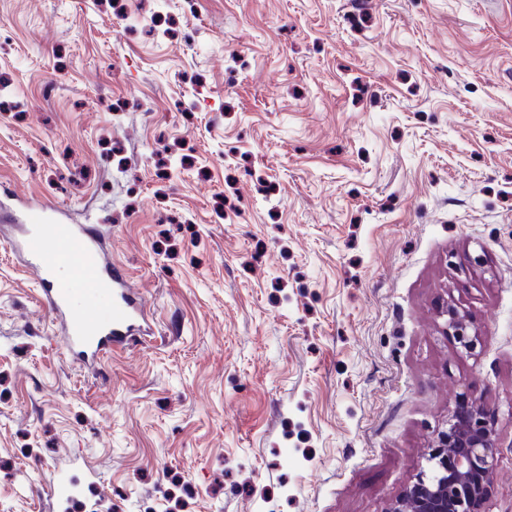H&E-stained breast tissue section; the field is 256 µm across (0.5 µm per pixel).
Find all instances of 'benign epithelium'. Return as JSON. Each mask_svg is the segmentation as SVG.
Instances as JSON below:
<instances>
[{"label": "benign epithelium", "mask_w": 512, "mask_h": 512, "mask_svg": "<svg viewBox=\"0 0 512 512\" xmlns=\"http://www.w3.org/2000/svg\"><path fill=\"white\" fill-rule=\"evenodd\" d=\"M445 333L472 352L478 336L469 334L468 315L452 300L444 311ZM497 433L488 426L481 398L459 393L453 413L439 430L428 455L430 466L396 501L392 512H482L487 485L497 464Z\"/></svg>", "instance_id": "7a95c632"}]
</instances>
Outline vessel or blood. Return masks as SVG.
<instances>
[{
    "label": "vessel or blood",
    "instance_id": "obj_1",
    "mask_svg": "<svg viewBox=\"0 0 512 512\" xmlns=\"http://www.w3.org/2000/svg\"><path fill=\"white\" fill-rule=\"evenodd\" d=\"M11 230L23 267L35 275L44 306L62 329L65 349L83 366L97 370L106 354L149 331L143 296L105 258L95 228L65 223L52 204L26 203Z\"/></svg>",
    "mask_w": 512,
    "mask_h": 512
}]
</instances>
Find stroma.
I'll return each mask as SVG.
<instances>
[{
	"label": "stroma",
	"instance_id": "1",
	"mask_svg": "<svg viewBox=\"0 0 512 512\" xmlns=\"http://www.w3.org/2000/svg\"><path fill=\"white\" fill-rule=\"evenodd\" d=\"M1 184L153 329L74 363L0 222V512H390L466 388L512 512V0H0ZM443 313L447 317L444 333L452 336L460 348L467 352L474 351L479 344V339L475 334H469L468 315L452 299L448 301Z\"/></svg>",
	"mask_w": 512,
	"mask_h": 512
}]
</instances>
